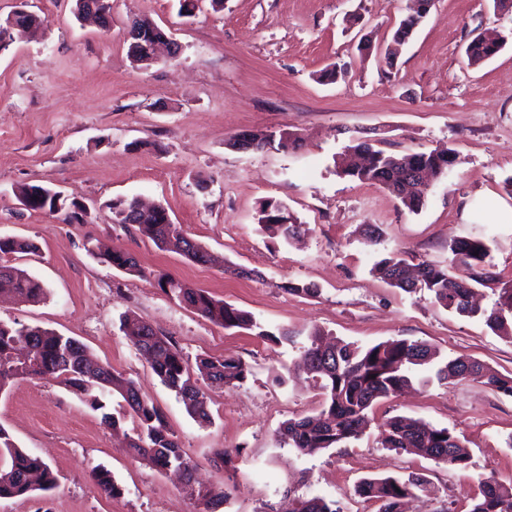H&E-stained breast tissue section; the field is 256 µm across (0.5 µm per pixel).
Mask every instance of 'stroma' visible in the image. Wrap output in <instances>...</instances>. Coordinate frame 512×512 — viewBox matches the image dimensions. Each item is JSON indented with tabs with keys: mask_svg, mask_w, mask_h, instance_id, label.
<instances>
[{
	"mask_svg": "<svg viewBox=\"0 0 512 512\" xmlns=\"http://www.w3.org/2000/svg\"><path fill=\"white\" fill-rule=\"evenodd\" d=\"M76 0H28L44 25L16 34L0 51V237L33 241L36 253L9 256L46 288L40 303L0 299V321L73 337L99 361L133 379L158 406L195 464L196 482L134 458V424L119 395L105 411L54 381L23 379L0 393V426L41 457L53 489L0 499V512H205L202 488L225 490L217 512H281L286 494L320 496L341 512H377L358 496L366 477L425 479L406 512H471L480 482L512 481V397L472 381L438 379L459 356L512 373V336L493 332L483 313L512 287V8L493 0H433L395 61L386 50L411 0H111L103 29L77 20ZM147 17L178 43L176 57L135 64L127 53L133 18ZM480 33L504 47L470 66L466 47ZM336 65L335 81L321 74ZM293 136L297 146L242 152L243 132ZM362 141L392 153L453 149L457 159L433 181L419 211L386 189L339 175L347 147ZM59 192V210L23 207L16 190ZM137 197L162 205L214 260L198 264L156 247L136 225L114 223L107 204ZM277 201L304 224L284 242L259 230L264 202ZM378 225L369 241L362 228ZM459 238L483 241L495 287L477 289L481 314L462 316L424 289L407 293L372 273L391 252L410 263L444 264ZM109 247L134 254L141 271L113 268ZM246 275H237V268ZM170 275L250 312L292 341L274 344L217 325L157 284ZM309 284L316 295L285 291ZM133 318L171 338L188 365L234 357L250 372L238 385L209 390L211 421L201 424L164 386L121 323ZM361 347L392 339L436 352L414 367L409 387L377 404L356 440L312 454L280 446L276 432L317 411L323 396L296 364L312 329ZM114 414L119 427L102 420ZM408 416L460 437L468 470L389 450L379 423ZM228 451L232 476L213 462ZM108 470L121 487L106 496L92 478Z\"/></svg>",
	"mask_w": 512,
	"mask_h": 512,
	"instance_id": "35a3bbf8",
	"label": "stroma"
}]
</instances>
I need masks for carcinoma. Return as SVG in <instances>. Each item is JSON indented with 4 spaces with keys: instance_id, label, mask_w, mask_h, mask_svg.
I'll list each match as a JSON object with an SVG mask.
<instances>
[{
    "instance_id": "carcinoma-1",
    "label": "carcinoma",
    "mask_w": 512,
    "mask_h": 512,
    "mask_svg": "<svg viewBox=\"0 0 512 512\" xmlns=\"http://www.w3.org/2000/svg\"><path fill=\"white\" fill-rule=\"evenodd\" d=\"M100 4L104 14L98 17L107 28L111 19L109 0H76L78 12L90 9L89 3ZM414 14L406 16L395 30L397 43L408 38L421 18L429 13L432 0ZM44 22L33 13L19 12L14 23L0 21V50L8 48L14 33ZM167 37L159 26L152 27L151 35L141 39H127L131 57H145L156 41ZM498 52L496 43L475 36L467 45L466 55L471 65H479ZM257 150L275 146L286 148L288 141L276 138L272 132L250 135ZM362 158L349 160L342 174L363 184L379 185L399 198L412 212L424 204L425 189L408 176L427 171L436 178L450 169L456 160L452 149L404 154L388 153L367 142L352 147ZM45 187L24 184L17 189L20 203L30 210H54V200L42 195ZM141 235L160 249L178 252L195 263L209 261L207 251L186 238L179 224H166L158 214H140L134 220ZM261 230L286 240L295 237L301 229L288 210L280 203L267 201L259 218ZM451 257L445 266L422 262L415 267V275L408 272L406 259L393 254L375 263L373 272L393 288L411 293L419 287L432 294L441 307L459 315L477 313L469 302L471 282H493L496 276L481 271L488 256V246L481 241L458 240L449 246ZM37 251V245L28 239L0 237V258L11 254ZM105 262L127 273L140 272L136 257L130 254L110 253ZM479 269L471 281L455 279L452 269L457 266ZM158 286L174 295L180 302L193 308L203 317L226 328L256 331V335L274 342L290 341L285 329L271 331L257 323L252 314L205 292L192 288L168 275L158 278ZM0 287H5L25 304H35L45 298V289L26 271L0 262ZM487 326L495 332L512 329V288H503L498 303L485 316ZM143 336L135 340L137 349L145 355L152 371L161 382L184 404L187 413L199 423L210 422L206 393L192 378L187 363L176 344L158 334L149 325L139 324ZM310 345L304 351L303 369L324 395L321 409L314 415L285 421L279 429V441L292 448L311 454L337 447L358 437L368 424V414L382 400L395 398L410 383L407 372L412 365H422L431 357V349L424 343L395 339L367 348L351 344L325 345L317 330L309 335ZM198 371L210 387L222 388L241 383L250 373L248 366L233 357L199 359ZM440 374L450 381L470 380L491 390L512 396V374L504 375L488 369L481 362L458 357L448 362ZM54 379L88 398L90 405L103 411L104 422L115 427L118 420L104 412L101 397L117 392L129 408L136 423L129 450L137 458L159 470L176 469L186 475L193 473L194 465L180 448L175 433L168 426L161 410L144 399L133 379L116 373L107 364L94 358L87 347L76 339L40 326L15 327L0 322V393L18 379ZM384 446L398 453H408L443 464L456 470L470 467V455L447 428L432 427L407 416H396L385 423ZM96 484L108 495L121 494V488L107 470L93 472ZM425 483L420 475L406 479L379 476L363 479L357 493L379 505L378 512H400L402 501ZM55 484L50 466L40 457L18 447L8 432L0 426V499L46 491ZM287 512H340L333 504L318 496L288 497ZM472 512H512V483L506 484L494 477L481 480V498Z\"/></svg>"
}]
</instances>
